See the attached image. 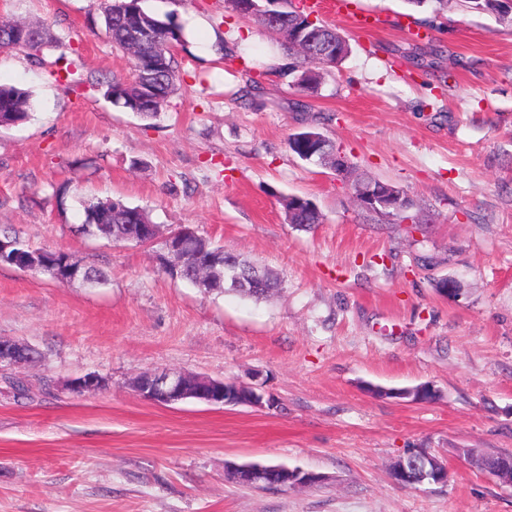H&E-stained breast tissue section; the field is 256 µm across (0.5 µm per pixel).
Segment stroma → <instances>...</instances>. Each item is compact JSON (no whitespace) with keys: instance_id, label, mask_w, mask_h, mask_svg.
Returning <instances> with one entry per match:
<instances>
[{"instance_id":"stroma-1","label":"stroma","mask_w":512,"mask_h":512,"mask_svg":"<svg viewBox=\"0 0 512 512\" xmlns=\"http://www.w3.org/2000/svg\"><path fill=\"white\" fill-rule=\"evenodd\" d=\"M142 5L188 41L175 51L187 85L153 121L104 95L131 60L107 38L99 0H0V18L51 23L62 40L39 64L0 52V84L29 91L33 112L0 127V231L109 274L63 286L0 265V336L41 354L0 370V512H512V488L458 454L512 453V22L464 0L440 11L352 0L348 17L326 4L315 14L350 52L301 92L263 67L300 68L302 56L224 0ZM62 53L82 84L52 77ZM252 79L261 91L249 98ZM308 128L349 174L289 150ZM367 177L404 190L413 221L361 209L352 185ZM292 195L322 224H288ZM91 197L144 208L165 232L194 226L282 286L262 300L196 288L150 247L83 234ZM445 277L455 294L438 291ZM166 368L244 382L280 405L134 392V378ZM89 373L106 388L72 390ZM423 383L436 400L371 391ZM415 448L447 463V483L392 480ZM249 462L322 480L225 478Z\"/></svg>"}]
</instances>
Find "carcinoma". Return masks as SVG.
<instances>
[{
	"mask_svg": "<svg viewBox=\"0 0 512 512\" xmlns=\"http://www.w3.org/2000/svg\"><path fill=\"white\" fill-rule=\"evenodd\" d=\"M126 0H110V5L101 7V21L112 46L132 57V76L128 79H114L107 83L105 95L112 104L138 114L144 119L158 116L159 109L173 96L183 81V75L175 60L171 47L185 46L183 29L170 20H162L144 10L141 0H136L134 14L124 11ZM228 7L258 21L267 31L278 35L290 49L301 46L299 53L309 64L299 72L288 67L292 86L300 90L316 88L320 83L318 68L336 64L349 53V46L336 28L322 22L309 21V13L290 2L276 7V14L268 15L264 0H229ZM21 30L33 37L20 42L19 51L35 61L42 60L43 51L57 43L52 26L44 22H22ZM57 69L52 75L58 81L73 83L80 81V74L74 61L60 55L55 61ZM30 94L13 86L0 84V127L13 126L30 119ZM285 212L289 223L299 230H309L321 223V214L308 198L288 197ZM85 224L82 230L92 237L104 238L115 243L127 242L133 224H148V214L139 207H131L120 200L93 198L85 207ZM14 251L24 258L55 260L64 262L70 254L61 250L33 247L12 238ZM208 249L224 255V265L212 273L209 290L224 291V275L235 276L232 284L240 294L259 300L279 287V277L266 270V279L259 288L253 286L252 276L259 266L224 249L215 241L208 242Z\"/></svg>",
	"mask_w": 512,
	"mask_h": 512,
	"instance_id": "carcinoma-1",
	"label": "carcinoma"
}]
</instances>
